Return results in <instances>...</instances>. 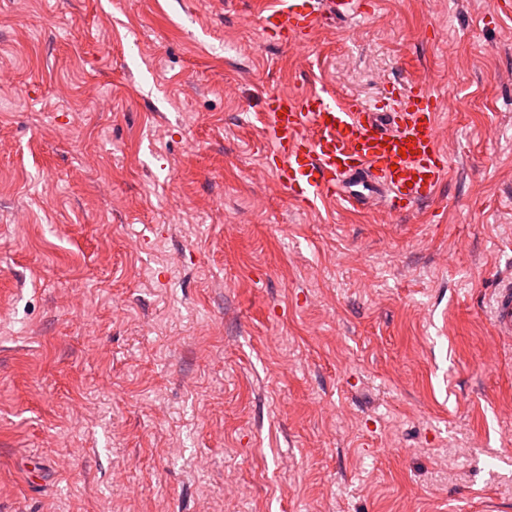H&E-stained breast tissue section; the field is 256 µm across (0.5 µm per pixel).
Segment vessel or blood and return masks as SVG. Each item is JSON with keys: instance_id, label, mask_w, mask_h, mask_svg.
Returning <instances> with one entry per match:
<instances>
[{"instance_id": "1", "label": "vessel or blood", "mask_w": 512, "mask_h": 512, "mask_svg": "<svg viewBox=\"0 0 512 512\" xmlns=\"http://www.w3.org/2000/svg\"><path fill=\"white\" fill-rule=\"evenodd\" d=\"M366 0H278L258 12L263 33L289 42L359 20ZM390 100L367 104L329 84L302 95L274 92L265 108L272 172L290 197L409 213L432 201L449 172L439 138L440 103L424 85L396 83ZM496 336L512 340V276L490 298Z\"/></svg>"}]
</instances>
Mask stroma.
Listing matches in <instances>:
<instances>
[{
	"label": "stroma",
	"mask_w": 512,
	"mask_h": 512,
	"mask_svg": "<svg viewBox=\"0 0 512 512\" xmlns=\"http://www.w3.org/2000/svg\"><path fill=\"white\" fill-rule=\"evenodd\" d=\"M0 0V512H512V20ZM438 95L412 214L290 198L264 99ZM368 14L365 0H283L263 5L258 21L263 33L288 44L306 39L336 20H360ZM490 317L496 336L512 340V276L499 278L490 298Z\"/></svg>",
	"instance_id": "stroma-1"
}]
</instances>
